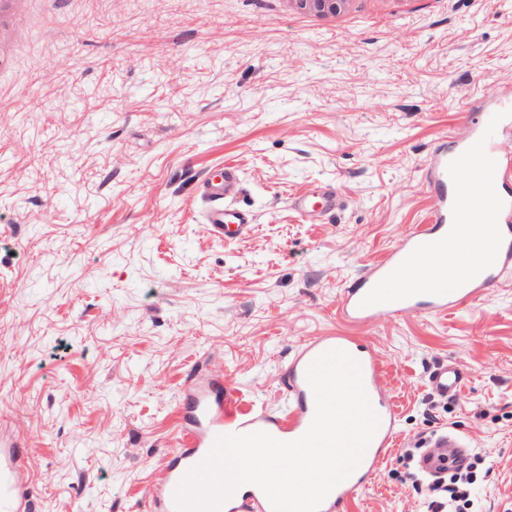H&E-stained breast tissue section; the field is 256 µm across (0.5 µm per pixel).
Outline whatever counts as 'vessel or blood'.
Instances as JSON below:
<instances>
[{
    "label": "vessel or blood",
    "mask_w": 512,
    "mask_h": 512,
    "mask_svg": "<svg viewBox=\"0 0 512 512\" xmlns=\"http://www.w3.org/2000/svg\"><path fill=\"white\" fill-rule=\"evenodd\" d=\"M465 127L463 137L435 145L428 155L422 180L430 192L431 207L424 223L344 290L339 303L342 319L357 323L385 316L447 315L495 287L503 272L512 269V151L503 148L504 139L512 137V87L494 90L467 110ZM195 190L204 203L203 220L212 237L226 241L248 234L255 212L239 201L244 182L237 165L227 163L205 172L197 178ZM288 204L311 220L334 216L342 201L335 186L323 184L312 193L290 197ZM464 224H485L491 230L477 273L443 268L416 286H400V274L413 258L429 253L444 257L458 248L459 228ZM331 349L345 351L359 363L365 392L379 417L360 464L319 508V512H347L396 447L398 415L382 388L384 365L377 352L335 333L308 339L288 362L283 387L289 407L283 415L262 406H242L237 392L225 389L223 376H192L184 389L180 440L150 488L148 512H177L179 484L205 459L217 437L258 431L285 442L302 437L315 414L306 372L315 358ZM427 384L437 396L455 398L462 393L464 372L457 364H440L430 369ZM469 458L464 439L441 425L423 444L416 468L430 477L449 466H465ZM29 485V468L18 449L1 441L0 512H32ZM221 512L273 509L261 488L246 484L223 503Z\"/></svg>",
    "instance_id": "b4317fda"
}]
</instances>
